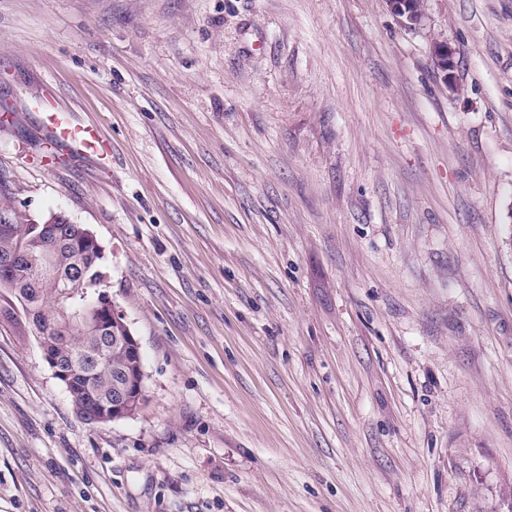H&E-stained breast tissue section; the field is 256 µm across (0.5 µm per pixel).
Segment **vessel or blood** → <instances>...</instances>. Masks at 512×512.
Segmentation results:
<instances>
[{"instance_id": "b4317fda", "label": "vessel or blood", "mask_w": 512, "mask_h": 512, "mask_svg": "<svg viewBox=\"0 0 512 512\" xmlns=\"http://www.w3.org/2000/svg\"><path fill=\"white\" fill-rule=\"evenodd\" d=\"M40 117L49 142L56 148L87 157L103 156L104 142L97 127L54 105L43 108Z\"/></svg>"}]
</instances>
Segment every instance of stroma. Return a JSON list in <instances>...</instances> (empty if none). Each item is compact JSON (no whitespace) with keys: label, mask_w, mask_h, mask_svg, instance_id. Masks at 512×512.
<instances>
[{"label":"stroma","mask_w":512,"mask_h":512,"mask_svg":"<svg viewBox=\"0 0 512 512\" xmlns=\"http://www.w3.org/2000/svg\"><path fill=\"white\" fill-rule=\"evenodd\" d=\"M424 13L0 0V208L96 235L145 370L85 424L0 288V512H512V0ZM411 1L413 0H386L399 24L407 29H413L420 25L424 18L423 12L415 9ZM455 54V49L445 40L432 43V60L450 89L454 88ZM41 121L49 142L63 151H74L86 157L104 155V142L97 127L78 120L72 112L55 105L43 107Z\"/></svg>","instance_id":"35a3bbf8"}]
</instances>
